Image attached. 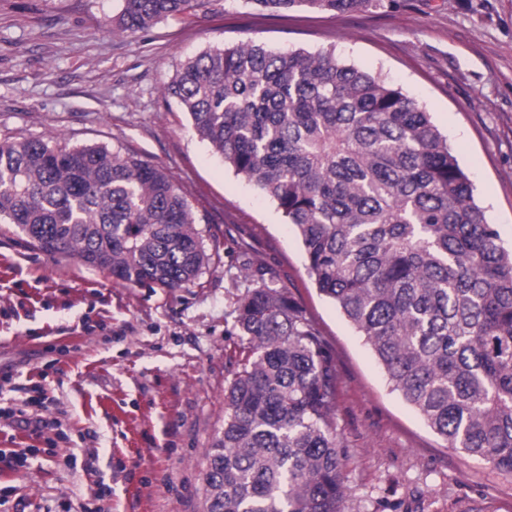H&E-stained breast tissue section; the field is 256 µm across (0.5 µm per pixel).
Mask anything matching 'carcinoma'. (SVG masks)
Listing matches in <instances>:
<instances>
[{
  "label": "carcinoma",
  "instance_id": "carcinoma-1",
  "mask_svg": "<svg viewBox=\"0 0 512 512\" xmlns=\"http://www.w3.org/2000/svg\"><path fill=\"white\" fill-rule=\"evenodd\" d=\"M115 28L185 15L192 0H122ZM271 11L372 12L402 0H250ZM162 93L224 164L272 198L310 277L449 447L512 472V253L429 113L331 52L210 49ZM0 142V223L54 257L169 290L209 267L181 189L106 144L55 153ZM246 342L204 473L207 512H343L346 452L325 338L271 270L247 258Z\"/></svg>",
  "mask_w": 512,
  "mask_h": 512
}]
</instances>
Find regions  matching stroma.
<instances>
[{
  "mask_svg": "<svg viewBox=\"0 0 512 512\" xmlns=\"http://www.w3.org/2000/svg\"><path fill=\"white\" fill-rule=\"evenodd\" d=\"M121 0H0V141L104 143L163 168L212 263L175 290L52 257L0 224V512H206L203 471L224 429L242 343L248 252L304 305L336 368L345 512H512V474L448 447L392 392L374 355L315 287L276 204L236 176L161 94L186 60L254 42L334 51L430 112L512 249V0H411L374 13H273L199 0L120 33ZM51 421L33 433L4 417ZM26 448L23 464L5 458Z\"/></svg>",
  "mask_w": 512,
  "mask_h": 512,
  "instance_id": "35a3bbf8",
  "label": "stroma"
}]
</instances>
